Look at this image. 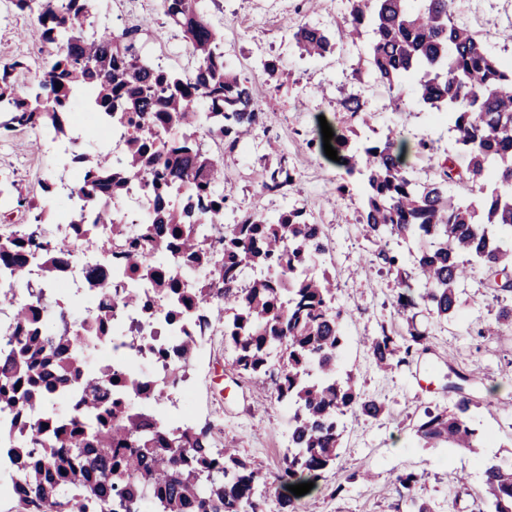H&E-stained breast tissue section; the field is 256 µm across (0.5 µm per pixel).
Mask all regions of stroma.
I'll use <instances>...</instances> for the list:
<instances>
[{
	"instance_id": "stroma-1",
	"label": "stroma",
	"mask_w": 512,
	"mask_h": 512,
	"mask_svg": "<svg viewBox=\"0 0 512 512\" xmlns=\"http://www.w3.org/2000/svg\"><path fill=\"white\" fill-rule=\"evenodd\" d=\"M96 5L93 26L118 30L142 25L148 30L143 51L149 60L178 72L191 67L179 32L169 31L162 43L153 40L151 32L162 21L157 0H96ZM348 12L347 0H215L211 5L209 18L224 34L225 56L251 82L258 103L274 105L243 148L224 157V192L230 199L224 220L232 222L243 210L272 215L295 206L324 225L330 249L323 266L336 281L335 303L346 312V345L338 370L354 373L361 394L384 406L375 419L352 411L342 416L339 456L305 497L306 512H409L393 484L402 471L420 474L416 495L430 502L434 512H477L471 493L482 486L486 462L512 453V408L506 406L512 401V328L485 338L477 331L494 322L512 297L496 301L488 273L474 271L461 289L458 315L430 326L429 351L388 372L372 365L364 337L406 328L394 306L395 282L370 262L371 246L357 222L361 191L354 187L336 194L341 172L312 141L321 122L343 127L346 115L339 101L357 94L374 114L360 136L379 139L393 128L411 142L432 140L438 156H451L459 167H466L467 156L451 122L420 103L408 84L389 87L375 80L370 33L354 42L342 35ZM458 17L497 58L512 65V0H460ZM32 25L31 17L0 0V63L16 58L29 63L16 76L20 94L46 55L32 36ZM304 25L328 32L335 41L333 52L302 57L293 34ZM268 59L280 69L273 80L263 71ZM283 157L295 168V181L284 192H262V173ZM53 173L80 177L64 156L45 153L33 132L0 137V177L14 181L22 195L39 198V180ZM460 373L468 377L463 388L474 402L469 424L477 432L476 452L422 447L415 429L425 408H453L457 395L448 386ZM192 403L203 413L222 407L223 441L237 442L241 456L265 476L279 472L291 415L278 402L269 378L238 376L223 337L213 342ZM460 474L465 484L457 483Z\"/></svg>"
}]
</instances>
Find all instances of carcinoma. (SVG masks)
<instances>
[{"instance_id": "cac0c4a2", "label": "carcinoma", "mask_w": 512, "mask_h": 512, "mask_svg": "<svg viewBox=\"0 0 512 512\" xmlns=\"http://www.w3.org/2000/svg\"><path fill=\"white\" fill-rule=\"evenodd\" d=\"M20 12L35 19L34 35L47 47L39 74L24 94L15 91V73L25 62L0 64V129L6 133L42 126L63 129L77 98L110 121L124 113L133 133L125 150L114 157L104 151L72 155L81 169L80 195L99 191L118 199L134 184L150 187L153 208L144 217L155 225L154 238L178 240L189 254L199 250L188 224H211L226 209L224 156L205 151L196 134L204 131L233 153L259 124L265 111L257 104L252 85L224 60V35L207 17L205 0H159L165 28L178 30L194 59L189 75L165 70L143 56L144 29L127 26L87 31L92 0H11ZM458 0H350L348 35L371 29L369 64L377 81L392 86L408 80L420 101L445 109L468 155L460 170L451 157H434L425 138L409 146L392 130L377 142L353 139L355 130L334 131L330 144L344 170L336 193L345 194L359 182L364 203L358 223L376 249L375 261L395 275L397 311L406 333L385 329L364 343L376 367L387 370L414 351H426L429 332L415 324L416 310L425 309L436 322L454 317L468 266H483L504 279L494 283V298L512 294V69L493 56L466 25L457 20ZM301 54L323 57L334 49L320 28L302 26L294 33ZM61 89H56V85ZM341 106L351 119L367 122L366 102L345 97ZM428 159L433 177L421 182L407 164L409 149ZM294 181L288 161L262 174L265 192ZM478 188L480 203L448 196V184ZM13 182L0 180V203L31 211L32 199L12 194ZM189 193L183 207L171 203L174 193ZM219 208H214V205ZM79 224H115L113 238L125 227L114 223L109 209L92 211ZM321 224L298 208L275 216L258 211L244 214L224 235V288L217 316L224 318V345L235 353L238 374L268 376L277 399L292 412L285 466L275 478L279 487L316 482L335 463L342 437L340 415L356 408L377 418L380 402L360 396L352 372H337L345 346L344 311L333 306L335 286L325 272H315L327 247ZM415 239L417 282L388 248L389 238ZM27 243L0 237V262L14 277L25 274ZM45 269L68 262L70 244L44 245ZM274 271L249 288L237 287L247 269ZM211 263L189 267L209 295ZM57 312L48 313L42 337L30 338L18 353L0 358V390L26 382L24 395L39 392L40 384L71 383L84 393L83 413L60 419L49 432L34 423L18 437L24 449L18 457L27 496L16 512H140L143 498L153 500L154 512H264L261 472L226 445L213 448L212 429H173L157 436L143 413L114 410L103 401V381L90 371L71 368L70 339L58 335ZM279 353L278 363L271 361ZM454 410L426 408L416 435L429 448L477 447L476 432L466 417L474 406L452 384ZM69 448L85 458L79 467L54 458L46 445ZM421 476L401 472L394 482L409 502L410 512H434L416 497ZM478 512H512V456L485 466L482 489L474 492Z\"/></svg>"}]
</instances>
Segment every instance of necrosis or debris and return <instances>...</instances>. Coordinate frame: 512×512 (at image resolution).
<instances>
[{"label": "necrosis or debris", "instance_id": "4bbe7bcc", "mask_svg": "<svg viewBox=\"0 0 512 512\" xmlns=\"http://www.w3.org/2000/svg\"><path fill=\"white\" fill-rule=\"evenodd\" d=\"M90 132L117 153L129 129L116 121L92 131L75 123L64 131H42L40 138L46 151L67 154ZM149 207V196L138 188L112 206L121 223L129 226L131 239L141 247V268L126 262V247L113 242L111 225L94 224L79 235L69 223L43 224L39 227L43 239L73 242L71 261L58 270L49 286L43 253L31 248L25 282H15L0 266V290L13 293L16 305L27 310L34 327L47 308L92 298V305L84 306L81 321L64 320L61 330L77 337L82 349L92 353L113 403L143 406L153 430L165 432L190 425L195 419L193 386L182 345H195L198 362H207L208 339L221 332L222 326L213 321L210 305L187 275L179 255L161 253L158 243L151 241L153 227L142 220ZM132 291L139 296V304L133 308L125 303ZM35 419L32 412L26 419L16 418L0 406V499L23 495L11 440Z\"/></svg>", "mask_w": 512, "mask_h": 512}]
</instances>
